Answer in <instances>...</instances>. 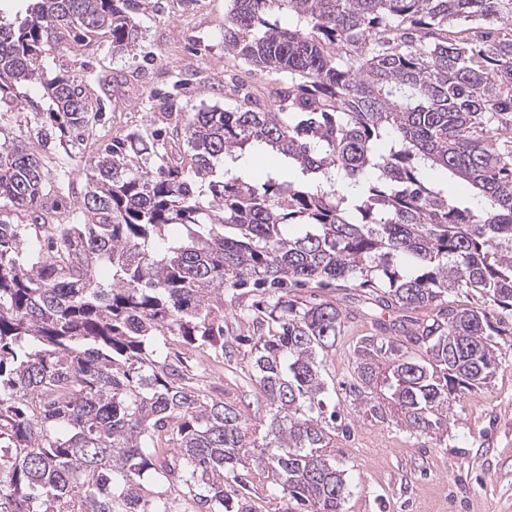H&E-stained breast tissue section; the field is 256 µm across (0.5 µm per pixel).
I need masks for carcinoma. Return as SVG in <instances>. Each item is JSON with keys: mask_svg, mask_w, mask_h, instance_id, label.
<instances>
[{"mask_svg": "<svg viewBox=\"0 0 512 512\" xmlns=\"http://www.w3.org/2000/svg\"><path fill=\"white\" fill-rule=\"evenodd\" d=\"M231 2L224 51L283 76L276 109L245 94L193 112L185 151L112 140L69 224L49 223L39 154L0 143V209L29 217L0 218V512H253L255 480L287 492L285 512H342L323 361L353 313L302 291L352 288L391 314L372 319L345 388L374 422L430 436L496 372L498 326L465 298L512 309V0ZM155 7L28 0L22 21L0 20V108L27 104L44 146L74 141L93 108L76 79L48 76L47 52L103 31L130 54ZM248 147L300 176L226 166ZM147 150L158 162L143 167ZM450 174L489 206L451 203ZM172 225L186 238L166 240ZM243 288L271 292L252 346L260 443L149 343L224 357V298ZM147 475L173 496L144 495Z\"/></svg>", "mask_w": 512, "mask_h": 512, "instance_id": "cac0c4a2", "label": "carcinoma"}]
</instances>
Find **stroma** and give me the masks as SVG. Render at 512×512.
<instances>
[{
	"mask_svg": "<svg viewBox=\"0 0 512 512\" xmlns=\"http://www.w3.org/2000/svg\"><path fill=\"white\" fill-rule=\"evenodd\" d=\"M141 21L137 54H113L107 36H66L48 60L49 75L78 79L97 115L83 141L39 147L47 189L59 218L70 215L87 190L86 165L112 139L132 132L171 131L156 97L172 94L180 117L201 108L239 102L237 87L261 106H271L281 75L224 55L229 0H158ZM255 294L224 305V328L239 339L230 357L217 363L207 352L160 336V354L179 356L204 394L224 399L263 434L266 400L253 367L247 336L253 335ZM508 333L493 337L498 369L490 382L462 395L448 411L442 440L414 436L400 427L366 419L342 388L352 371V351L372 331L369 319L347 320L325 364L324 376L344 425L334 439L337 466L346 473L344 512H512V311L474 296Z\"/></svg>",
	"mask_w": 512,
	"mask_h": 512,
	"instance_id": "35a3bbf8",
	"label": "stroma"
}]
</instances>
